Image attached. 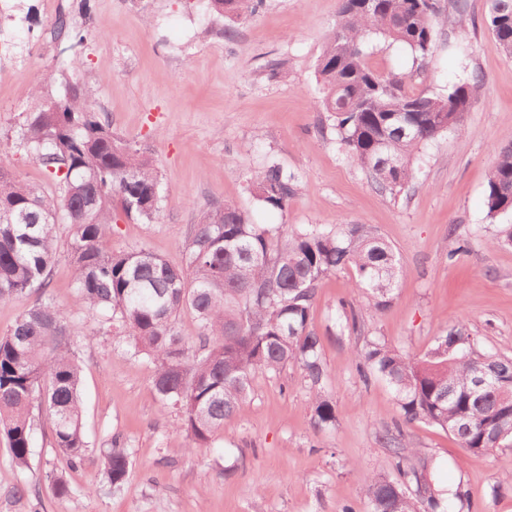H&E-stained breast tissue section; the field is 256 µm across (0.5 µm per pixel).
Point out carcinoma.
<instances>
[{
    "instance_id": "obj_1",
    "label": "carcinoma",
    "mask_w": 512,
    "mask_h": 512,
    "mask_svg": "<svg viewBox=\"0 0 512 512\" xmlns=\"http://www.w3.org/2000/svg\"><path fill=\"white\" fill-rule=\"evenodd\" d=\"M208 2L217 15L236 22L253 16L261 0ZM489 3V28L512 58V0ZM438 24L435 0H340L317 59L316 105L381 191H404L421 148L444 133L462 132L459 107H471L483 95L477 73L429 94L368 62L365 43L372 35L410 49L415 63L425 61ZM50 36L63 67L45 73L36 94L58 76L67 79L85 48V34L68 11L52 19ZM95 97L87 84L67 85L62 97L43 94L38 109L14 131L16 147L44 168L57 193H45L0 164V300L37 295L0 336V434L14 464L29 465L35 407L47 414L53 446L68 467L85 461L72 314L45 293L62 229L85 317L108 326L126 355L153 365L160 407L180 413L189 451L208 447L224 421L245 411L256 374L275 376L288 365L308 382L315 431L334 426L336 404L321 359L324 337L311 317L318 286L349 270L365 306L382 312L405 274L395 249L368 224L330 230L254 224L246 211L226 204L191 225L179 267L145 247L112 250V200H119L126 217L149 224L160 213L162 191L156 159L112 132L94 108ZM400 120L415 123L414 133H397ZM382 155L394 165L381 166ZM249 190L265 207L284 212L298 184L272 165L253 173ZM486 207L492 218L512 212V144L498 151ZM185 312L197 321L195 341L177 330ZM336 312L340 331L360 329L353 303L338 301ZM351 355L363 384L381 379L392 388L404 423L443 429L467 457L512 447V399L504 398L512 393V357L484 348L465 324L436 336L422 357L376 340ZM380 441L394 468L366 481L368 512H442L445 491L434 483L431 458L402 433L386 432ZM109 445L101 465L119 491L127 483L130 453L118 436Z\"/></svg>"
}]
</instances>
